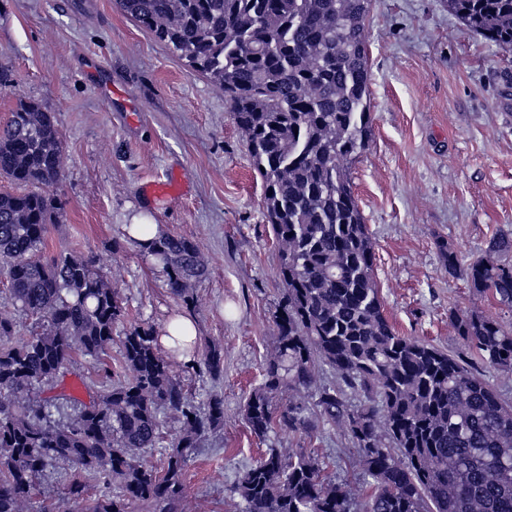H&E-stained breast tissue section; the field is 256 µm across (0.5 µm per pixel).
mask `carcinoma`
I'll return each mask as SVG.
<instances>
[{
    "instance_id": "cac0c4a2",
    "label": "carcinoma",
    "mask_w": 512,
    "mask_h": 512,
    "mask_svg": "<svg viewBox=\"0 0 512 512\" xmlns=\"http://www.w3.org/2000/svg\"><path fill=\"white\" fill-rule=\"evenodd\" d=\"M189 67L224 91L264 183L267 223L279 245L285 287L276 345L244 418L257 438L276 431L345 427L359 466L355 482L323 472L335 459L269 448L238 476L242 512H512V403L467 360L400 335L374 275L375 252L350 176L371 135L366 22L371 0H115ZM471 30L512 50V0H448ZM62 141L52 114L18 100L0 126V265L13 301L42 318L43 332L9 343L0 317V512H23L48 462L77 465L67 500L85 512H132L136 502L177 512L181 472L198 436L224 418V401L200 412L158 352L151 326L123 340L120 379L65 424L57 396L36 397L77 351L102 360L122 316L117 291L91 258L39 256L62 201ZM450 275L512 313V236L489 242L466 265L442 246ZM154 261L172 292L188 296L205 273L198 249L154 238ZM468 354L512 375V322L453 310ZM187 369L215 377L224 355L184 353ZM328 367L335 380L322 382ZM288 392V405L277 404ZM355 395L359 404L353 405ZM182 432L161 472L137 462L157 448L163 418ZM112 478V494L88 496L89 473Z\"/></svg>"
}]
</instances>
